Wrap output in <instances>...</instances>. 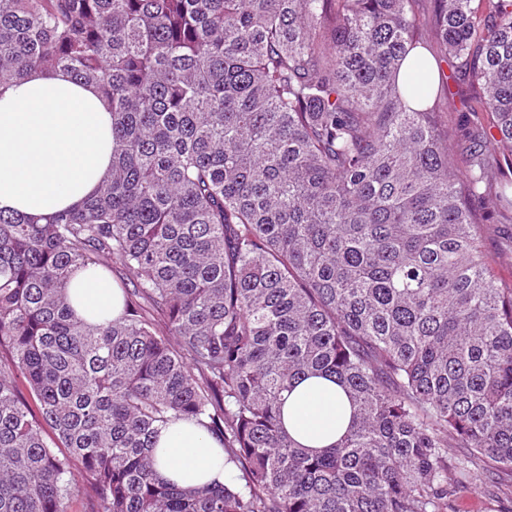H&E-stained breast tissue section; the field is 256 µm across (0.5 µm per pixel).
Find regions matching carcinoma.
Wrapping results in <instances>:
<instances>
[{
    "label": "carcinoma",
    "instance_id": "obj_1",
    "mask_svg": "<svg viewBox=\"0 0 512 512\" xmlns=\"http://www.w3.org/2000/svg\"><path fill=\"white\" fill-rule=\"evenodd\" d=\"M421 2L0 0V86L63 70L114 118L82 208L0 211V512H448L470 466L512 468V288L478 230L512 212V0ZM415 47L437 74L401 82ZM450 59L494 118L462 177ZM90 266L129 274L103 324L66 295ZM309 376L353 408L315 454L281 423ZM179 420L234 484L159 481ZM474 117L469 112H450L447 117H444L445 122H448V133L450 134L451 153L456 166L460 170L463 169L462 164V151L461 147L457 146V133L467 121H473Z\"/></svg>",
    "mask_w": 512,
    "mask_h": 512
}]
</instances>
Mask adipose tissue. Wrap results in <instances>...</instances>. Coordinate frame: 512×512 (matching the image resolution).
<instances>
[{
	"label": "adipose tissue",
	"mask_w": 512,
	"mask_h": 512,
	"mask_svg": "<svg viewBox=\"0 0 512 512\" xmlns=\"http://www.w3.org/2000/svg\"><path fill=\"white\" fill-rule=\"evenodd\" d=\"M112 108L93 85L63 71L34 69L0 87V210L42 217L80 208L110 175ZM67 291L79 318H115L122 293L111 279L81 273ZM351 417L342 388L327 377L299 381L283 404V423L300 445H333ZM157 473L179 485L227 483L219 443L193 422L177 421L154 440Z\"/></svg>",
	"instance_id": "adipose-tissue-1"
}]
</instances>
